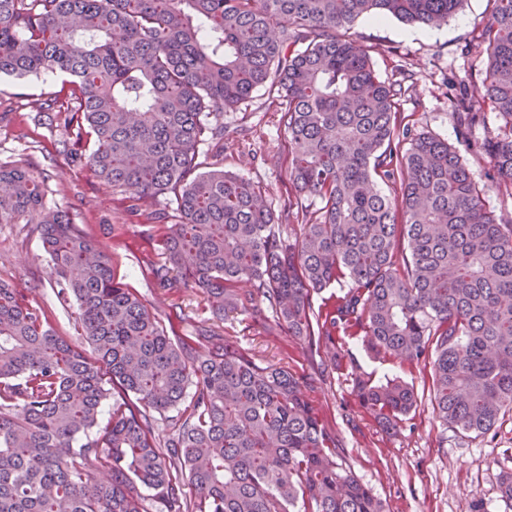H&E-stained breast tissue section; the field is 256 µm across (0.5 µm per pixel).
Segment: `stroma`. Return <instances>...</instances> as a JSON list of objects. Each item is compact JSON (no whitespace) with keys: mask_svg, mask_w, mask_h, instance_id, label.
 <instances>
[{"mask_svg":"<svg viewBox=\"0 0 512 512\" xmlns=\"http://www.w3.org/2000/svg\"><path fill=\"white\" fill-rule=\"evenodd\" d=\"M489 10L488 0H466L438 29L393 18L363 19L354 27L381 77L396 78L399 64L411 73V87L401 102L406 122L453 144L482 184L489 164L460 139L446 82L483 69V56H462L460 48L487 21ZM72 89L71 76L59 71L0 77V165L25 166L43 180L48 207L66 212L112 255L116 276L138 291L169 335L194 336L211 329L236 337L257 360L306 377L307 398L344 445V465L382 500L386 512H471L477 498L486 512H505L499 471L507 463L505 449L512 448V410L487 435L464 436L438 420L429 369L370 358L360 340L346 331L338 365L324 364L310 356L306 342L289 336L274 320L257 322L238 312L219 321L194 290L158 287L146 259L154 254L152 237L163 228L151 214L166 213L169 223H176L173 198L161 195L133 209L127 193L112 190L85 168L95 136L69 120ZM212 120L224 126L225 170L263 186L278 223L298 229L296 217L286 212L292 193L288 133L266 91ZM0 280L24 288L27 302L45 313L58 334L79 340L78 309L57 299L33 226L0 223ZM357 370L376 377L396 374L413 383L417 406L397 431H383L356 401L352 378Z\"/></svg>","mask_w":512,"mask_h":512,"instance_id":"1","label":"stroma"}]
</instances>
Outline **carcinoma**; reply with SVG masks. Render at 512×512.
Masks as SVG:
<instances>
[{
    "label": "carcinoma",
    "mask_w": 512,
    "mask_h": 512,
    "mask_svg": "<svg viewBox=\"0 0 512 512\" xmlns=\"http://www.w3.org/2000/svg\"><path fill=\"white\" fill-rule=\"evenodd\" d=\"M464 2L0 0V74L73 77L71 119L96 137L90 172L139 203L175 195L159 287L196 289L220 320L268 309L333 361L336 331L353 328L372 357L430 367L442 424L478 437L512 407V217L486 206L453 145L403 122L409 75L381 78L350 34L371 16L437 26ZM491 2L461 48L485 53V69L460 80L454 118L467 136L474 103L495 114L480 149L512 197V0ZM261 88L288 132L295 193L323 203L294 234L262 187L219 167L196 172L199 142L224 139L211 115ZM43 197L32 171L0 165V223L35 226L87 347L0 280V512H148L140 486L155 512H385L339 463L342 444L303 377L229 336L199 333L202 351L191 336L173 340L97 240ZM345 282L344 295L311 308V292ZM353 388L386 431L417 403L399 376L356 373ZM154 413L170 422L163 439ZM499 490L512 504L509 467Z\"/></svg>",
    "instance_id": "cac0c4a2"
}]
</instances>
